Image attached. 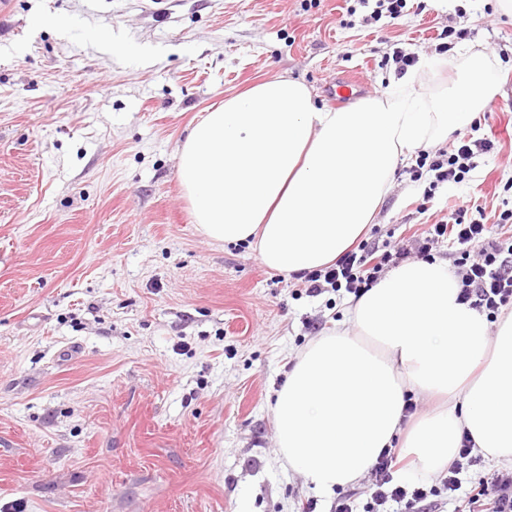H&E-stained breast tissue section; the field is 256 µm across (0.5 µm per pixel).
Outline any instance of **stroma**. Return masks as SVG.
<instances>
[{
	"label": "stroma",
	"mask_w": 512,
	"mask_h": 512,
	"mask_svg": "<svg viewBox=\"0 0 512 512\" xmlns=\"http://www.w3.org/2000/svg\"><path fill=\"white\" fill-rule=\"evenodd\" d=\"M395 24L346 0H0V512H330L274 447L273 402L345 299L299 294L247 243L193 222L177 178L192 123L288 75L332 107L395 77L393 44L431 100L482 59L495 91L457 135L495 137L469 180L425 194L399 166L362 239L412 247L461 205L512 240V17L496 0H419ZM361 91L360 83L353 77L346 75L344 78L336 81V87L333 92L336 106H341L354 100L360 95Z\"/></svg>",
	"instance_id": "35a3bbf8"
}]
</instances>
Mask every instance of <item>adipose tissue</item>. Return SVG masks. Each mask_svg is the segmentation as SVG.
<instances>
[{
    "label": "adipose tissue",
    "instance_id": "obj_1",
    "mask_svg": "<svg viewBox=\"0 0 512 512\" xmlns=\"http://www.w3.org/2000/svg\"><path fill=\"white\" fill-rule=\"evenodd\" d=\"M492 98L476 76L427 103L406 75L331 111L303 83L277 76L190 128L178 178L213 242H249L285 276L320 268L373 223L400 164L471 124ZM458 292L447 262L410 260L352 301L351 329L313 340L276 393L280 463L325 495L362 481L398 437L431 472H443L466 435L488 461L512 465V312L489 323ZM411 391L441 403L408 427Z\"/></svg>",
    "mask_w": 512,
    "mask_h": 512
}]
</instances>
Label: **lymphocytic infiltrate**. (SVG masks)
Masks as SVG:
<instances>
[{
	"label": "lymphocytic infiltrate",
	"mask_w": 512,
	"mask_h": 512,
	"mask_svg": "<svg viewBox=\"0 0 512 512\" xmlns=\"http://www.w3.org/2000/svg\"><path fill=\"white\" fill-rule=\"evenodd\" d=\"M494 148L489 138L464 136L456 138L448 148L421 151L411 170V179L427 181L433 189L444 183H463L476 169V157ZM485 219L483 211L471 214L466 209H456L448 220L430 225L416 245L422 255L428 254L433 244L442 238L459 245L460 255L455 261L458 299L493 320L502 307L512 303V245L504 246L502 241L492 237ZM407 256L404 249L363 244L346 251L329 266L300 272L298 278L306 296L311 298L331 290L358 296L378 280L384 266L398 263ZM474 461L472 440L466 436L440 485H428L421 478L399 484L395 481L396 472L403 467L399 450L384 449L371 470L364 506H356L352 495L346 494L337 499L334 512H390L393 504L401 507L402 512H426L425 503L429 498L440 496L444 491L463 490L461 473L465 465ZM465 492L459 512H512V470L494 472Z\"/></svg>",
	"instance_id": "f902f5d3"
}]
</instances>
